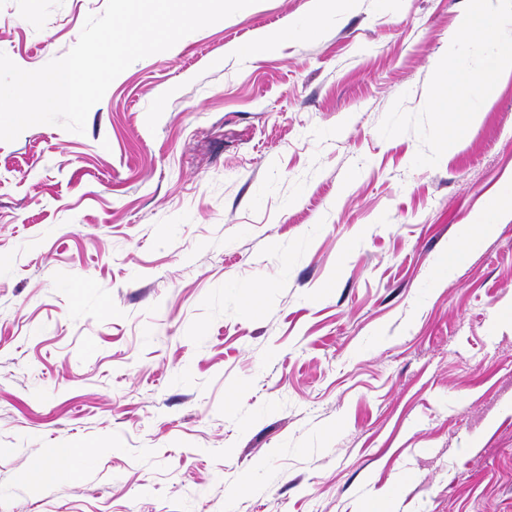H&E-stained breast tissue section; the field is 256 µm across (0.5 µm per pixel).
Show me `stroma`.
<instances>
[{
	"instance_id": "obj_1",
	"label": "stroma",
	"mask_w": 512,
	"mask_h": 512,
	"mask_svg": "<svg viewBox=\"0 0 512 512\" xmlns=\"http://www.w3.org/2000/svg\"><path fill=\"white\" fill-rule=\"evenodd\" d=\"M466 0H257L132 63L84 133L0 142V512H512V74L453 153L411 132ZM107 0H0L32 71ZM73 447L75 477L30 460ZM315 2L317 4V8L311 17L295 24L294 26L289 25L286 28H280L272 32L268 38L263 39L260 42L236 46L233 48V52L241 58L252 59L261 53L271 51L281 42L310 34L320 27L328 11L339 5L343 6L345 3L350 1L316 0ZM512 216V192L511 190L503 191L493 196L487 203L478 224H464L460 231L458 241L448 244V270L451 269L458 259L461 257V240L469 244H475L484 237L493 235L499 224L505 222L507 218ZM79 454L78 449L71 447L55 449V464L47 466L41 461L30 465L31 479L38 484L51 483L61 479H73L75 472L71 468V460Z\"/></svg>"
}]
</instances>
